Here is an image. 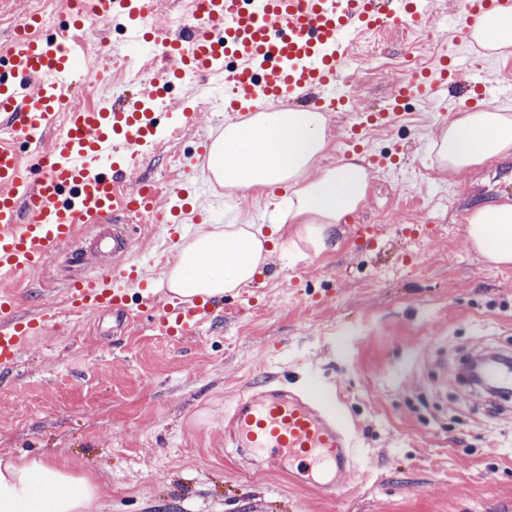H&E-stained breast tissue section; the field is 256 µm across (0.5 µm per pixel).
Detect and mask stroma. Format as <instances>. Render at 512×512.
<instances>
[{
	"instance_id": "35a3bbf8",
	"label": "stroma",
	"mask_w": 512,
	"mask_h": 512,
	"mask_svg": "<svg viewBox=\"0 0 512 512\" xmlns=\"http://www.w3.org/2000/svg\"><path fill=\"white\" fill-rule=\"evenodd\" d=\"M62 0H0V48L22 15L41 14L43 34L66 30ZM462 0H435L418 26H395L375 48L376 66L349 61L348 91L364 106H386L421 64L462 48L446 17ZM85 58L104 71L105 89L75 81L83 106H124L148 89L150 57L127 53L122 27L103 29ZM226 76L175 85L198 125L137 155L132 179L193 190L206 165L201 137L233 117L220 103ZM434 107L411 96L401 120L366 133L358 152L345 140L355 112L330 115L318 165L360 155H398L400 169L371 172L365 200L337 225L334 248L310 244L301 225L285 224L252 283L215 300L216 314L189 340L161 334L111 310L72 315L66 289L76 268L67 253L39 276L1 282L15 296L14 317L38 305L57 309L53 329L33 337L15 363L0 365V458H42L94 478L93 512H512V405L491 414L468 393L457 364L490 346L512 354V265L485 261L467 240L466 216L481 204L512 200V158L456 173L440 168L431 145L441 128ZM289 192L256 189L240 197L214 186L211 230L266 224L287 209ZM374 224L378 240L355 235ZM149 224L134 223L135 256L161 281L177 256L159 251ZM334 383L358 426L368 470L349 474L347 490L326 498L224 451V411L253 384L310 377Z\"/></svg>"
}]
</instances>
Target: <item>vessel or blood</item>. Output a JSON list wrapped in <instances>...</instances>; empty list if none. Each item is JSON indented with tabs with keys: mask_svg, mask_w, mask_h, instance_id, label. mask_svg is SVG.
Returning <instances> with one entry per match:
<instances>
[{
	"mask_svg": "<svg viewBox=\"0 0 512 512\" xmlns=\"http://www.w3.org/2000/svg\"><path fill=\"white\" fill-rule=\"evenodd\" d=\"M151 0H88L85 13L72 25L84 27L86 14L122 19L132 43L155 45L158 78H167L169 61L193 70L222 74L234 61L224 109L241 115L263 111L274 101H306L322 111H341L354 98L341 89L354 43L364 34L396 23L416 24L430 11L432 0H194V16L172 34L147 27ZM43 19L24 16L12 43L0 50V118L10 133L0 142V278L35 274L63 247L84 263L77 243L83 224L111 226L112 272L85 276L67 289L76 310L112 308L129 314L128 297L138 292L142 307L162 332L190 337L213 317V305L175 296L159 299L144 265L128 261L133 244L114 221L118 215L155 212L157 190L149 184L130 189L131 160L160 141L195 125L192 112L172 111L159 91L150 97L169 111L167 123L138 104L121 109H87L73 105L69 89L75 75L78 44L66 35L44 37ZM67 122L50 147L42 142L59 116ZM34 151L39 170L29 179L16 149ZM15 297L0 291V364L25 351L30 336L44 330L53 309L41 305L27 323L13 316ZM483 379L496 387H512V367L490 358ZM329 385L313 389L262 382L240 395L224 412V451L240 457L263 455L288 463L306 475L315 492L340 484L356 470L363 455L342 408Z\"/></svg>",
	"mask_w": 512,
	"mask_h": 512,
	"instance_id": "1",
	"label": "vessel or blood"
}]
</instances>
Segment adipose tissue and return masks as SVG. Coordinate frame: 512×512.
Segmentation results:
<instances>
[{
    "instance_id": "obj_1",
    "label": "adipose tissue",
    "mask_w": 512,
    "mask_h": 512,
    "mask_svg": "<svg viewBox=\"0 0 512 512\" xmlns=\"http://www.w3.org/2000/svg\"><path fill=\"white\" fill-rule=\"evenodd\" d=\"M484 50L512 48V11L493 9L470 28ZM327 118L306 108L258 112L247 122L225 126L207 156L216 182L242 195L259 187L291 188L288 210L269 228L250 226L218 235L199 233L181 247L165 286L175 296L219 298L250 283L271 255L286 222L328 248L333 229L366 197L369 175L356 159L315 166L327 143ZM445 168L469 170L495 159L512 157V114L491 108L459 113L432 143ZM468 239L488 261L512 263V203L475 208L467 218ZM94 501L91 477L76 475L39 459L0 458V512H90Z\"/></svg>"
}]
</instances>
